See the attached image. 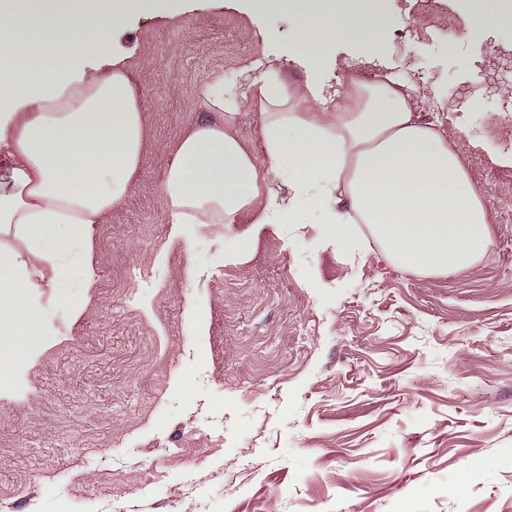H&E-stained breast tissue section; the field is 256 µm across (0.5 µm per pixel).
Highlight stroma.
Returning <instances> with one entry per match:
<instances>
[{"mask_svg": "<svg viewBox=\"0 0 512 512\" xmlns=\"http://www.w3.org/2000/svg\"><path fill=\"white\" fill-rule=\"evenodd\" d=\"M379 8L381 46L337 44L336 71L404 74L427 119L447 110L488 207L481 261L415 274L370 237L324 244L313 212L266 226L240 262L224 224L169 244L158 186L211 115L203 87L260 64L302 84L295 17L249 0L132 15L114 47L148 128L143 185L94 231L93 287L33 291L53 333L0 388V512H512V73L483 84L512 20L477 24L475 0Z\"/></svg>", "mask_w": 512, "mask_h": 512, "instance_id": "35a3bbf8", "label": "stroma"}]
</instances>
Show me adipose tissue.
<instances>
[{"label":"adipose tissue","mask_w":512,"mask_h":512,"mask_svg":"<svg viewBox=\"0 0 512 512\" xmlns=\"http://www.w3.org/2000/svg\"><path fill=\"white\" fill-rule=\"evenodd\" d=\"M294 6L304 84L268 70L246 107L207 88L218 119L176 141L161 185L171 241L239 224L224 254L241 259L265 225L314 211L322 238L339 249L357 250L368 232L392 262L422 275L474 266L492 243L484 196L442 120L423 116L425 92L391 75L352 81L339 102L328 92L335 44L380 45L385 17ZM177 9L176 0H0V375L51 333L32 317L33 274L52 288L75 270L83 287L94 283L85 261L94 229L138 186L148 137L113 40L132 13ZM245 108L260 146L237 137Z\"/></svg>","instance_id":"1"}]
</instances>
